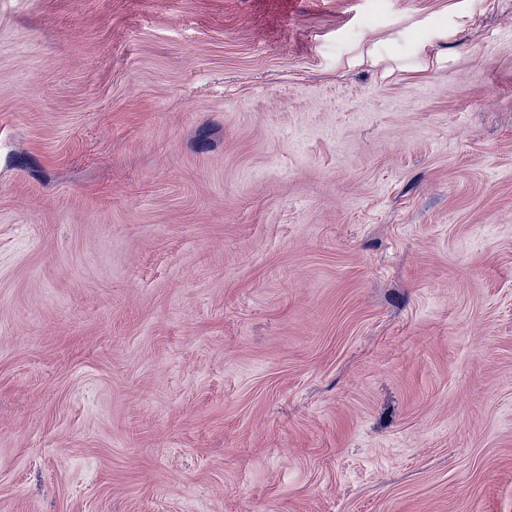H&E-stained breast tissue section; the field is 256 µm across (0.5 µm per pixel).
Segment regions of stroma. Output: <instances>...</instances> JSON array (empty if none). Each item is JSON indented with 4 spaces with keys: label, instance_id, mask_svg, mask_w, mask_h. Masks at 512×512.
Instances as JSON below:
<instances>
[{
    "label": "stroma",
    "instance_id": "35a3bbf8",
    "mask_svg": "<svg viewBox=\"0 0 512 512\" xmlns=\"http://www.w3.org/2000/svg\"><path fill=\"white\" fill-rule=\"evenodd\" d=\"M0 512H512V0H0Z\"/></svg>",
    "mask_w": 512,
    "mask_h": 512
}]
</instances>
